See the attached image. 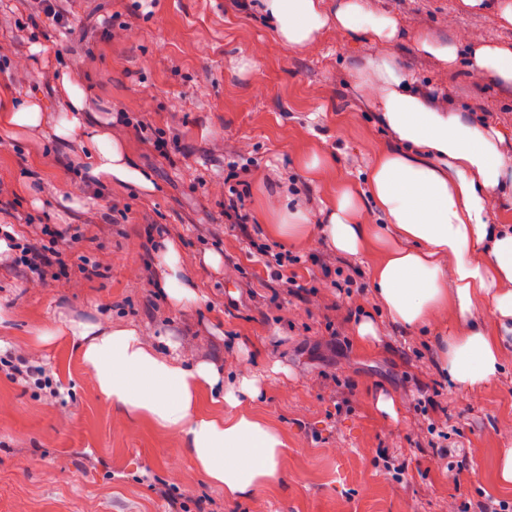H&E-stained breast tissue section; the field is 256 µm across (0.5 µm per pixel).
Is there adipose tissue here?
I'll return each mask as SVG.
<instances>
[{
    "label": "adipose tissue",
    "mask_w": 512,
    "mask_h": 512,
    "mask_svg": "<svg viewBox=\"0 0 512 512\" xmlns=\"http://www.w3.org/2000/svg\"><path fill=\"white\" fill-rule=\"evenodd\" d=\"M259 7L292 51L308 49L329 28L343 36L367 35L372 51L351 78L371 94L380 123L396 143L376 154L362 182L337 188L319 224L301 209L278 204L268 232L289 239L313 226L337 252L377 254L370 268L375 294L402 327L425 326L455 311L460 330L441 339L439 367L464 391L478 390L498 375L501 348L512 341V225L501 223L492 209L498 194L512 191L505 135L431 99L390 51L401 37L396 15L368 10L364 0H259ZM414 48L451 70L466 62L471 76L512 90V44L486 40L464 50L459 41L422 32ZM59 76L64 102L54 135L62 145L79 147L83 175L154 193L151 173L126 142L89 118L83 88L67 71ZM41 118L37 101L18 103L10 91H0V132L37 127ZM370 203L379 224L365 219ZM384 223L392 235L382 233ZM480 249L481 259L475 256ZM154 259L165 298L179 309L197 306L201 297L176 244L163 240ZM487 307L495 325L482 317ZM56 335L72 338L104 402L174 435L198 474L227 498L250 499L281 481L287 450L282 433L241 407L243 399L261 393L249 371L240 372L237 384L225 383L215 365L160 353L130 327L104 330L91 321L75 322L42 332L38 340ZM205 390L225 413L200 410Z\"/></svg>",
    "instance_id": "1"
}]
</instances>
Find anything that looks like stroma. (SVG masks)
Returning a JSON list of instances; mask_svg holds the SVG:
<instances>
[{
	"mask_svg": "<svg viewBox=\"0 0 512 512\" xmlns=\"http://www.w3.org/2000/svg\"><path fill=\"white\" fill-rule=\"evenodd\" d=\"M373 11L395 14L403 32L393 52L423 87L447 92L453 106L494 123L512 141V92L490 80L476 81L465 68L450 71L413 46L422 31L436 36L512 42L492 12L458 11V0H365ZM67 28L55 30L31 0H0V87L38 101L55 113L60 102L45 73L68 68L95 112L126 109L148 118L177 141L163 159L134 133L124 139L160 186L146 195L122 186L97 193L70 169L77 146L24 130L0 134V181L15 185L36 171V198L6 195L10 224H83L108 211L112 200L128 206L111 230L87 240L85 255L103 263L100 275L73 272L71 282L42 284L0 269V310L8 331L0 341L36 354L61 384L64 403L45 404L33 391L0 375V512H164L150 489L164 481L187 502L213 498L224 512H475L483 497L512 502V483L499 476L512 448V344L501 351L498 376L472 394L440 374L437 340L458 333L448 314L427 328L392 323L377 301L340 298L336 309L322 297L287 303L273 299L269 269L246 250L236 233L201 239L196 229L224 221V152L238 154L250 223L272 250L318 252L316 233L300 239L271 236L261 208L272 196L289 198L312 220L339 184L355 181L377 152L395 143L376 120L369 96L357 89L351 67L369 55L361 39L327 32L309 51L284 47L257 7L242 11L230 0H156L153 12L133 0H64ZM126 29L107 36L113 13ZM49 53L36 52V45ZM323 159V177L309 181L304 164ZM259 168H248V161ZM71 191L84 205L58 207ZM149 224L178 225V244L202 296L193 309L173 308L145 282ZM219 254L220 269L202 262ZM362 307L380 327L377 340L359 344L348 320ZM118 323L138 329L150 342L170 335L185 361L214 355L245 366L267 383L252 411L281 430L288 442L284 477L249 501L229 500L197 473L181 443L146 421L130 422L105 403L83 371L70 337L38 343L59 319ZM337 340H330V329ZM225 372V382L234 376ZM349 387V404L337 408L331 384ZM439 394L457 435L448 441L464 469H442L419 431L422 416L410 389ZM393 396L397 418L379 412L375 395ZM400 456L402 479L386 474L381 453Z\"/></svg>",
	"mask_w": 512,
	"mask_h": 512,
	"instance_id": "stroma-1",
	"label": "stroma"
}]
</instances>
